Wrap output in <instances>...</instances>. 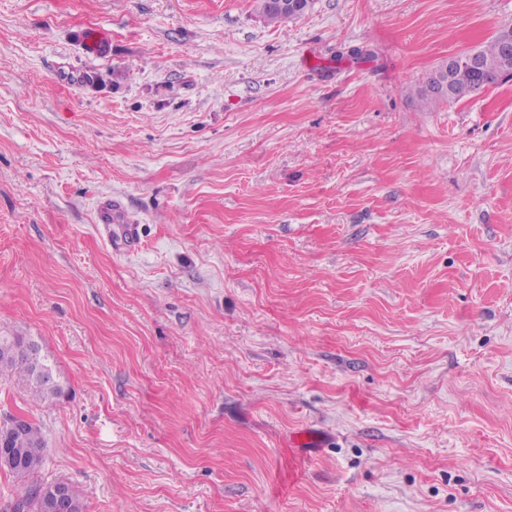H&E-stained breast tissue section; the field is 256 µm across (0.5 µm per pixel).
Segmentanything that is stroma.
<instances>
[{
	"label": "stroma",
	"instance_id": "1",
	"mask_svg": "<svg viewBox=\"0 0 512 512\" xmlns=\"http://www.w3.org/2000/svg\"><path fill=\"white\" fill-rule=\"evenodd\" d=\"M509 23L512 0L276 24L0 0V335L63 388L0 377V418L48 445L0 471V512L56 481L83 512H512V79L418 95ZM106 210V213H109L108 211L112 212V222L117 224L116 227L119 230L120 243L134 248L138 247L140 240L137 237V224L128 223L126 213L120 205H112L111 209ZM3 375L13 378L33 400L50 401L62 394L52 365L28 336H0V376Z\"/></svg>",
	"mask_w": 512,
	"mask_h": 512
}]
</instances>
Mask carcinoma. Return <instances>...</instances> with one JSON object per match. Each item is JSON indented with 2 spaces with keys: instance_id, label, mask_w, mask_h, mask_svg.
<instances>
[{
  "instance_id": "obj_1",
  "label": "carcinoma",
  "mask_w": 512,
  "mask_h": 512,
  "mask_svg": "<svg viewBox=\"0 0 512 512\" xmlns=\"http://www.w3.org/2000/svg\"><path fill=\"white\" fill-rule=\"evenodd\" d=\"M258 10L267 22L273 24L294 19L293 15L276 9L271 0H258ZM480 55L482 69L460 65L454 71L452 82L457 92L482 90L506 75L512 76V58L502 56L500 35H495L488 45L480 48ZM418 95L425 104L433 107L462 100L459 95L453 100L439 97L424 85L419 87ZM3 375L13 378L15 384L37 401H50L62 394L52 365L41 355L39 345L27 336H0V376ZM12 419L9 414L0 422V440L5 441L11 452V465L0 466V471L24 478L44 464L47 443L38 424L29 420L18 429ZM60 486L65 488L64 498L58 500L53 497L55 484L39 485L25 499L14 503L11 512H82L77 490L65 482Z\"/></svg>"
}]
</instances>
